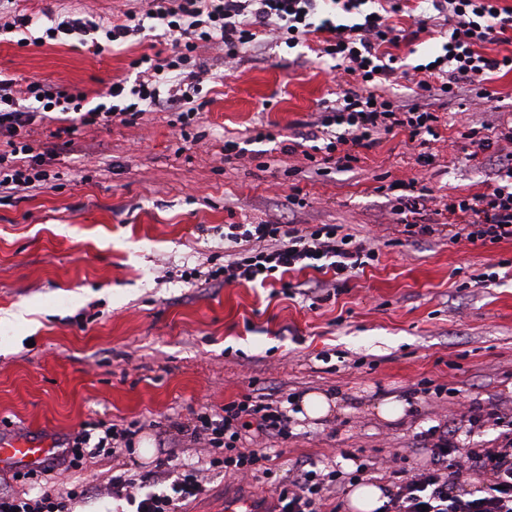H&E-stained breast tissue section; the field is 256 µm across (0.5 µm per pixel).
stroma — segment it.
Instances as JSON below:
<instances>
[{
    "label": "stroma",
    "mask_w": 512,
    "mask_h": 512,
    "mask_svg": "<svg viewBox=\"0 0 512 512\" xmlns=\"http://www.w3.org/2000/svg\"><path fill=\"white\" fill-rule=\"evenodd\" d=\"M148 0H0V19L18 14L45 22L79 9L110 21ZM0 34V73L19 82L45 79L83 91L90 103L116 81L134 79L144 54L169 56L145 37L95 51L62 38L19 46ZM258 60L224 67V52L203 55L206 75L200 138L182 144L173 113H143L130 125H85L75 151L57 150L47 186L0 189V441L32 436L66 448L78 431L133 424L131 447L87 464L84 475L154 470L174 424L194 413L223 412L246 395L340 394L339 411L295 420V438L276 459L278 476L309 463L340 462L328 507L352 512L360 484L387 487L392 476L429 462L416 433L460 419L468 409H512V241L477 249L434 234L411 238L374 190L375 178L417 174V152L389 137L348 173L301 176L303 155L276 163L224 160V141L268 126L291 139L336 90L321 37L295 48L258 32ZM492 100L468 111L441 110V138L425 179L432 200L425 223L448 221L449 198L483 192L494 164L488 155L455 156V126L512 118V71L493 74ZM297 168L287 177L285 167ZM298 185L305 206L289 199ZM268 221L340 224L379 252L375 265L327 292L312 289L317 272L290 274L302 295L280 285L227 286L188 280L184 271L224 263V227ZM489 262L492 284L473 283ZM442 395H435L436 386ZM404 405L381 418L376 407ZM149 444L150 456L139 453ZM352 451L366 464L356 478ZM181 462L205 471L204 491L186 512H224L225 500L270 508L274 487L243 482L211 467L207 452L180 437Z\"/></svg>",
    "instance_id": "35a3bbf8"
}]
</instances>
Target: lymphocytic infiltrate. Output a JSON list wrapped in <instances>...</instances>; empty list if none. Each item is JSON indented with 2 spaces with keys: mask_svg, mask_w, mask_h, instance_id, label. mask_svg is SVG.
I'll return each mask as SVG.
<instances>
[{
  "mask_svg": "<svg viewBox=\"0 0 512 512\" xmlns=\"http://www.w3.org/2000/svg\"><path fill=\"white\" fill-rule=\"evenodd\" d=\"M145 13L128 10L112 22L101 24L77 11L53 18L50 30L84 38L103 31L107 41L123 43L140 37L146 27L159 30L173 53L168 57L142 55L135 67L142 76L133 83L112 84L108 103L84 110L83 92H70L54 83L34 79L19 86L16 78L0 74V138H6L10 153L0 154V187L26 190L47 182L43 152L28 143L25 133L38 114L74 112L84 125L129 124L150 109L178 106L180 137L189 140V125L200 119L195 99L204 62L203 51L223 48L224 62L240 61L253 40L255 28L289 44L306 36L323 33L321 56L330 58L339 72L340 87L335 99L325 101L309 123L303 140L282 145V154L302 152L312 174L348 172L361 157L380 144L387 135H405L418 144L417 161L431 166V141L439 140V109L445 100L463 99L465 88L476 98L491 99L484 80L490 73L512 70V55L501 57L482 53L487 43L512 42V8L500 0H429L438 20L446 27L438 58L425 64L399 63L390 49L406 40L405 30L390 21L402 8L391 0L384 13L366 10L367 0H152ZM411 84L413 102L387 94V87L400 80ZM455 147L468 157L490 151L498 156L495 176L485 191L459 196L447 204L457 221L451 242L466 241L478 247L512 240V120L499 124L494 135L479 128L461 125ZM23 155L16 164L15 155ZM391 202V211L408 236H429L434 228L418 223L417 217L428 202L421 178L395 180L381 186ZM227 252L221 268L208 271L210 281L225 284H268L274 273L290 274L312 270L341 279L375 261V249L357 243L354 234L340 224H228L224 227ZM282 399L245 396L225 404L223 413L201 412L194 417L191 438L204 448L223 449L218 467L246 480L270 474L276 448L241 450L246 430L256 429L268 439L287 441L293 435ZM131 428L110 425L103 436L81 431L69 441L64 455L70 468L84 459L130 443ZM418 442L430 454L428 467L413 473L386 490L383 512H512V438L495 448H473L465 462H458V442L454 433L429 428L420 432ZM473 473L486 476L481 493L465 488ZM336 472L330 467L297 469L276 486V512H324V490L330 489ZM199 469L175 462L172 450L154 471L138 478L114 475L107 482L113 496L135 503V512H180L182 505L195 500L203 490ZM98 489L79 480L64 491H44L36 497L0 495V512H75L93 508Z\"/></svg>",
  "mask_w": 512,
  "mask_h": 512,
  "instance_id": "1",
  "label": "lymphocytic infiltrate"
}]
</instances>
